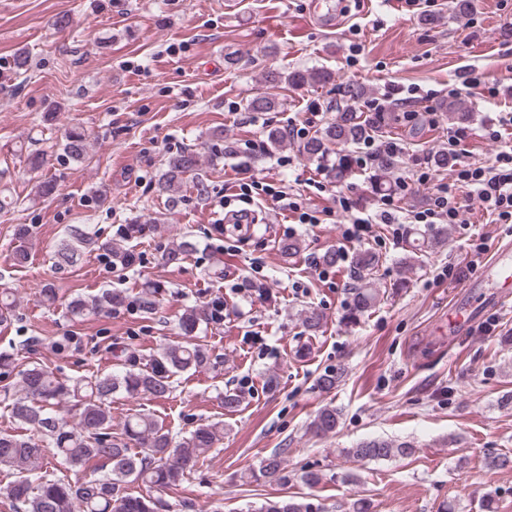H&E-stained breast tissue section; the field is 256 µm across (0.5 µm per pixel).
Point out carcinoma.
Returning a JSON list of instances; mask_svg holds the SVG:
<instances>
[{"label":"carcinoma","mask_w":512,"mask_h":512,"mask_svg":"<svg viewBox=\"0 0 512 512\" xmlns=\"http://www.w3.org/2000/svg\"><path fill=\"white\" fill-rule=\"evenodd\" d=\"M331 79V74L323 69L272 70L264 77L267 83L284 82L295 87L326 84ZM344 96L350 105L339 119L306 143V152L319 159L328 155L330 145L342 146L334 167L330 168L338 180L351 174L349 147L382 130L392 120L389 112H374L366 119L353 112V105L368 96L366 87L348 84ZM275 107V100L266 94L253 96L244 104L248 112H269ZM63 151L74 160L85 157L88 134L82 127L74 126L67 132ZM199 165V156L192 149L171 153L157 181L158 191L167 196L169 202L177 204L183 183L196 177ZM151 231L152 227L147 223L122 225L119 239L103 246L112 271L121 273L137 262L138 255L132 249V242ZM29 235L30 229L25 225L16 230L20 244L13 249V261L18 266L29 260V252L22 245ZM93 244V236L85 228H70L67 238L55 251L56 266L73 265ZM192 249L194 243L185 238L165 253L164 260L169 265L178 264ZM379 262L380 257L369 251H361L353 257V267L361 285L354 289L352 319L371 310L378 301L379 289L375 287L372 275ZM161 288L159 283L144 286L137 302L142 313H154ZM125 301L123 293L104 290L89 298L72 300L67 312L73 318H82L120 307ZM223 320L219 305L188 307L178 318L183 341L168 344L148 355L123 348L115 354L122 370L93 373L66 382L58 380L45 365L36 363L19 370L14 358L0 354V369L6 372L18 370L21 392L11 399L12 417L33 431L28 436L0 433V469L7 468L14 475L8 495L20 512H163L167 507L165 502L136 495L128 491V484L137 482L156 489L180 485L224 440V423L201 424L177 439L154 415L135 413L125 420L120 431L115 432L112 430V399L117 395L128 399H167L173 392L176 375L215 366L207 348L200 343L198 332L203 324H219ZM71 399L79 406L74 422L56 411L59 404ZM338 426L336 409L325 407L314 418L311 429L317 435L326 436L336 432ZM47 448L54 449L57 457L71 470L93 465L106 469V472L94 479L74 482L40 475L37 469ZM412 452L413 447L409 444L385 439L363 441L354 448L344 449L345 456L356 462L389 460ZM258 474L269 482L288 483L283 451H275L262 460L259 472L251 470L241 478L252 479ZM259 512H323V507L292 497L269 501Z\"/></svg>","instance_id":"cac0c4a2"}]
</instances>
